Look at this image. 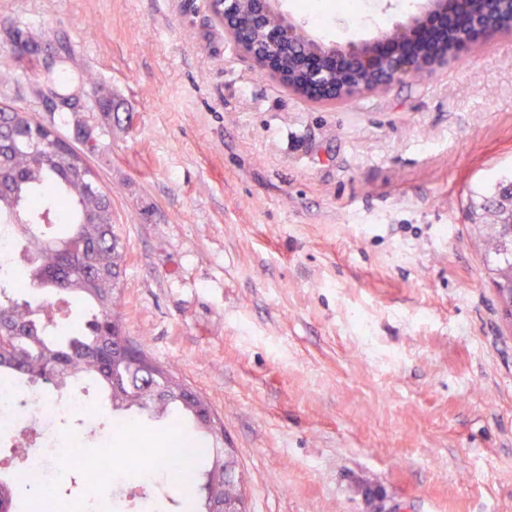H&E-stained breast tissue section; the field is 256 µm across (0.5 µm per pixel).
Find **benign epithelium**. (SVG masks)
Returning <instances> with one entry per match:
<instances>
[{
    "mask_svg": "<svg viewBox=\"0 0 512 512\" xmlns=\"http://www.w3.org/2000/svg\"><path fill=\"white\" fill-rule=\"evenodd\" d=\"M504 0H427L421 15L395 25L371 42L345 45L312 38L288 17L279 0H224V37L283 86L327 104L428 74L446 55L428 43L430 16L465 14L488 35L512 26Z\"/></svg>",
    "mask_w": 512,
    "mask_h": 512,
    "instance_id": "benign-epithelium-1",
    "label": "benign epithelium"
}]
</instances>
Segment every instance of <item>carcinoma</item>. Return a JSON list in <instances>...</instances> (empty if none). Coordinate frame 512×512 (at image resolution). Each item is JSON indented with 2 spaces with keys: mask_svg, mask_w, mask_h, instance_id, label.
I'll return each mask as SVG.
<instances>
[{
  "mask_svg": "<svg viewBox=\"0 0 512 512\" xmlns=\"http://www.w3.org/2000/svg\"><path fill=\"white\" fill-rule=\"evenodd\" d=\"M23 34L33 55L29 67L35 68L44 35L29 28ZM54 37L93 111L111 114L112 93L85 74L66 32L57 30ZM19 68L13 50L0 55L1 82L16 80ZM68 81L50 73L30 94L43 106L58 98L78 112ZM47 116L38 120L24 110L0 109V225H12L22 256L21 268L8 272L9 285L0 282V333L8 336L0 349V377L57 389L85 383L103 395L114 419L147 415L189 429L186 444L199 452L186 476L172 470L167 458L168 480L188 488L195 512H208L215 496L237 501L239 512H246L245 475L234 449L224 447V423L211 404L124 336L118 292L125 253L114 231L112 198L86 154L57 140L56 120L64 115ZM480 199L493 282L512 313V175L500 177ZM72 304L82 308L83 320L64 335L54 314ZM43 484L36 470L0 477V512H16L23 491Z\"/></svg>",
  "mask_w": 512,
  "mask_h": 512,
  "instance_id": "cac0c4a2",
  "label": "carcinoma"
}]
</instances>
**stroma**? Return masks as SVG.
Segmentation results:
<instances>
[{
	"mask_svg": "<svg viewBox=\"0 0 512 512\" xmlns=\"http://www.w3.org/2000/svg\"><path fill=\"white\" fill-rule=\"evenodd\" d=\"M426 0H284L316 37L372 40ZM66 31L112 91L88 157L126 246L125 335L204 395L248 512H512V319L476 191L512 171V34L338 104L290 91L210 0H0ZM176 435L141 423L134 465ZM72 512H139L81 475Z\"/></svg>",
	"mask_w": 512,
	"mask_h": 512,
	"instance_id": "stroma-1",
	"label": "stroma"
}]
</instances>
